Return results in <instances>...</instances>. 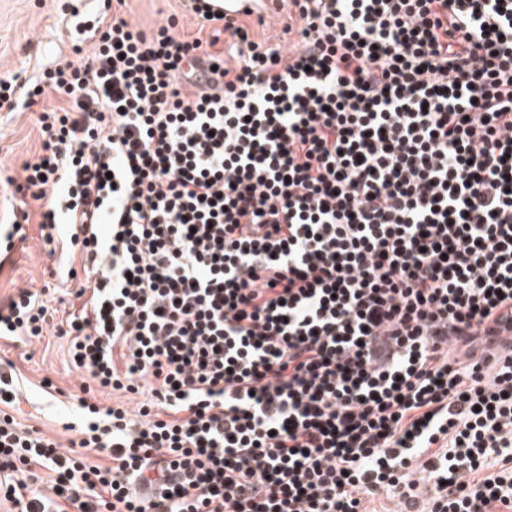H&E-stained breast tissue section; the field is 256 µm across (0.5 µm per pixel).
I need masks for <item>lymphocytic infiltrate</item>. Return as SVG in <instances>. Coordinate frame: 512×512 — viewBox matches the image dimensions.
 <instances>
[{
	"label": "lymphocytic infiltrate",
	"mask_w": 512,
	"mask_h": 512,
	"mask_svg": "<svg viewBox=\"0 0 512 512\" xmlns=\"http://www.w3.org/2000/svg\"><path fill=\"white\" fill-rule=\"evenodd\" d=\"M125 4L0 78L41 133L0 241L37 225L81 302L16 288L0 339L63 338L84 377L67 448L0 371V504L512 512V0H279L285 45ZM181 1L187 0H128L126 3L130 7V12L122 7L118 13L121 17L146 29L153 28L176 12L182 27L177 28L178 32L194 36L198 28L195 16L182 5L184 2ZM123 10L124 13H122Z\"/></svg>",
	"instance_id": "1"
}]
</instances>
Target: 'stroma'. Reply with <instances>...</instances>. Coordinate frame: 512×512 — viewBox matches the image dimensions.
<instances>
[{
	"label": "stroma",
	"instance_id": "35a3bbf8",
	"mask_svg": "<svg viewBox=\"0 0 512 512\" xmlns=\"http://www.w3.org/2000/svg\"><path fill=\"white\" fill-rule=\"evenodd\" d=\"M128 5L127 20L141 27H154L175 14L182 34L192 36L197 31L194 15L181 0H128ZM97 8V0H0V75L29 79L43 68L70 60L76 27ZM36 117L30 110L0 111V166L17 170L38 149ZM24 233L23 247L15 249L10 262L0 268V300L21 285L45 289L51 307L71 308L75 284L49 277L53 260L39 242L37 225H25ZM10 362L21 374V395L10 409L17 422L57 432L64 443L77 439L83 377L67 364L60 339L47 335L29 344L0 339V365ZM46 377L57 387V395L41 389Z\"/></svg>",
	"mask_w": 512,
	"mask_h": 512
}]
</instances>
